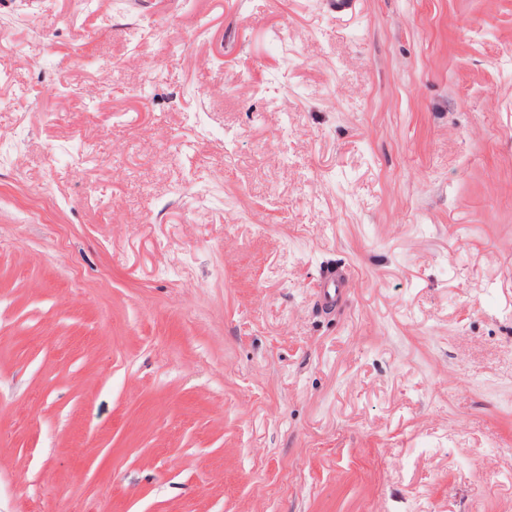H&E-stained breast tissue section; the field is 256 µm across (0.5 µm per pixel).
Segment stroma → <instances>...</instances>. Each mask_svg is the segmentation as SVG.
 <instances>
[{
    "mask_svg": "<svg viewBox=\"0 0 512 512\" xmlns=\"http://www.w3.org/2000/svg\"><path fill=\"white\" fill-rule=\"evenodd\" d=\"M125 11L0 0V512H512V0ZM321 279L324 283L322 302L329 307H336L344 300L348 287V278L344 267L324 268L321 271Z\"/></svg>",
    "mask_w": 512,
    "mask_h": 512,
    "instance_id": "stroma-1",
    "label": "stroma"
}]
</instances>
